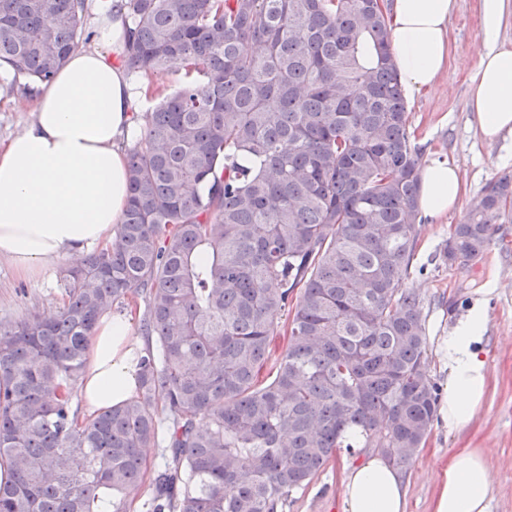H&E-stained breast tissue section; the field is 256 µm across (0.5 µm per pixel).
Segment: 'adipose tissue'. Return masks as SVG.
I'll return each mask as SVG.
<instances>
[{
  "instance_id": "adipose-tissue-1",
  "label": "adipose tissue",
  "mask_w": 512,
  "mask_h": 512,
  "mask_svg": "<svg viewBox=\"0 0 512 512\" xmlns=\"http://www.w3.org/2000/svg\"><path fill=\"white\" fill-rule=\"evenodd\" d=\"M98 49L74 51L36 101L25 128L0 146V259L22 275L52 271L112 243L128 202L126 146L139 127L134 87L122 62L127 32L123 0H104ZM455 0H394L390 45L408 92L434 88L448 70L449 21ZM483 50L468 106L482 140L512 136V43L501 34L512 0H479ZM418 206L428 217L460 200L462 182L448 161L430 160L420 172ZM488 317L473 305L442 345L448 392L440 413L449 431L468 425L483 401ZM145 345L125 314L101 317L85 353L77 396L89 415L133 398ZM491 449L452 454L433 512H488L494 477ZM342 512H405L403 473L378 454L350 465Z\"/></svg>"
}]
</instances>
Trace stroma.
I'll return each mask as SVG.
<instances>
[{
  "instance_id": "stroma-1",
  "label": "stroma",
  "mask_w": 512,
  "mask_h": 512,
  "mask_svg": "<svg viewBox=\"0 0 512 512\" xmlns=\"http://www.w3.org/2000/svg\"><path fill=\"white\" fill-rule=\"evenodd\" d=\"M450 66L430 93L407 96L411 129L422 161L448 160L458 167L464 194L460 205L437 219L423 220L412 262L410 287L423 305L428 338L427 373L440 392L448 390V371L438 345L475 301L488 315L484 348L489 376L483 405L463 430L449 431L435 420L425 447L404 474L407 512H432L437 475L452 453L463 448L492 449L495 485L489 512H512V223L496 225L485 253L466 265L449 266L439 251L451 225L461 223L471 200L491 181L512 176V137L482 141L468 107L467 92L476 72L481 39L478 0H457L449 22ZM28 81L0 69V142H6L32 118L35 96ZM58 274L17 276L0 261V319L19 320L33 313H50L62 304ZM352 456L340 454L290 493L282 512H341L340 489Z\"/></svg>"
}]
</instances>
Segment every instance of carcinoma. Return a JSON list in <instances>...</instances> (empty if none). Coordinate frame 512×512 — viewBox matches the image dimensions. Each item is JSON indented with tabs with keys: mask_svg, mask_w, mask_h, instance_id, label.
Listing matches in <instances>:
<instances>
[{
	"mask_svg": "<svg viewBox=\"0 0 512 512\" xmlns=\"http://www.w3.org/2000/svg\"><path fill=\"white\" fill-rule=\"evenodd\" d=\"M130 73L180 84L128 149L116 244L61 277L51 317L0 324V512H280L333 457L409 466L439 389L424 371L420 151L379 0H125ZM86 0H0V67L47 85ZM253 156L259 166H247ZM512 216L490 182L440 252L471 262ZM136 397L79 421L96 321L138 293ZM288 341L267 375L280 314Z\"/></svg>",
	"mask_w": 512,
	"mask_h": 512,
	"instance_id": "cac0c4a2",
	"label": "carcinoma"
}]
</instances>
